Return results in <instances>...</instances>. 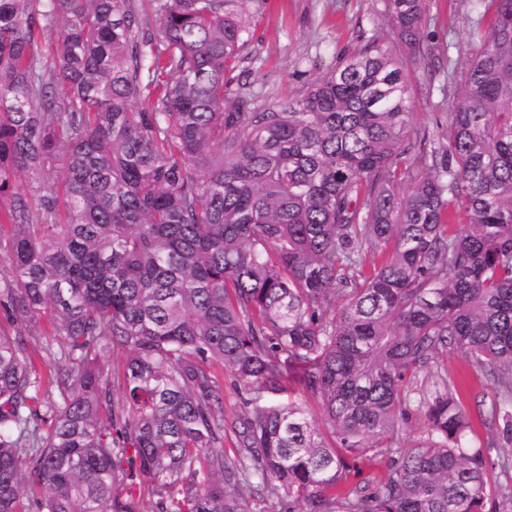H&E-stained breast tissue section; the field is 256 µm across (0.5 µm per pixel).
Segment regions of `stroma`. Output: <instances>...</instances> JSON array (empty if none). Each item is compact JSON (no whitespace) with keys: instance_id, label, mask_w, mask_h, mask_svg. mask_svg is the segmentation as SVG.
Returning <instances> with one entry per match:
<instances>
[{"instance_id":"1","label":"stroma","mask_w":512,"mask_h":512,"mask_svg":"<svg viewBox=\"0 0 512 512\" xmlns=\"http://www.w3.org/2000/svg\"><path fill=\"white\" fill-rule=\"evenodd\" d=\"M422 55L396 41L385 18V0H249L251 41L236 64L250 80L258 106L273 107L299 96L318 77L369 41L390 44L406 62L414 117L411 139L423 134L446 136L453 86L479 51L471 36L484 8L478 0H424ZM449 379L459 385L458 398L471 422L472 444H492L512 459V437L499 426L485 425L477 403L492 387L481 371L457 353H440Z\"/></svg>"}]
</instances>
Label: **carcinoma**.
Listing matches in <instances>:
<instances>
[{
    "label": "carcinoma",
    "instance_id": "carcinoma-1",
    "mask_svg": "<svg viewBox=\"0 0 512 512\" xmlns=\"http://www.w3.org/2000/svg\"><path fill=\"white\" fill-rule=\"evenodd\" d=\"M226 2L157 0L154 44L133 0H0V512H249L259 492L301 512L512 508L438 362L479 369L482 420L512 433V0H482L447 141L417 144L404 60L377 40L259 108L234 87L251 30ZM385 14L418 50L423 0ZM214 361L251 393L234 460ZM290 381L335 447L265 399ZM411 407L427 435L351 488L346 457L393 448ZM138 476L145 499L121 492Z\"/></svg>",
    "mask_w": 512,
    "mask_h": 512
}]
</instances>
